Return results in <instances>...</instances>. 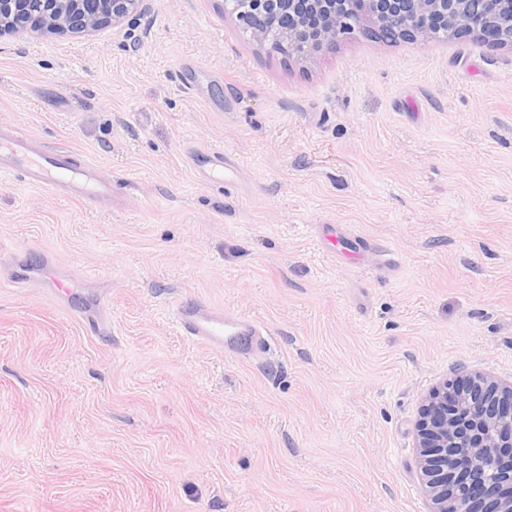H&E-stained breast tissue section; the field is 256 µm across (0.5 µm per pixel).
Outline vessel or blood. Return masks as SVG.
Returning a JSON list of instances; mask_svg holds the SVG:
<instances>
[{
    "instance_id": "1",
    "label": "vessel or blood",
    "mask_w": 512,
    "mask_h": 512,
    "mask_svg": "<svg viewBox=\"0 0 512 512\" xmlns=\"http://www.w3.org/2000/svg\"><path fill=\"white\" fill-rule=\"evenodd\" d=\"M0 173L51 190L66 187L73 195L92 202L112 195L111 183L101 177L95 163L77 165L68 151L38 149L20 128L0 137ZM34 273L44 277L57 296L71 298L77 293L76 286L60 276L50 263L34 269L20 266L13 279L22 283ZM175 318L180 329L193 340L233 355L251 354L266 341V330L258 321L225 314L222 308L201 300L180 303Z\"/></svg>"
}]
</instances>
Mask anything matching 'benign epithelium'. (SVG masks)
<instances>
[{"mask_svg": "<svg viewBox=\"0 0 512 512\" xmlns=\"http://www.w3.org/2000/svg\"><path fill=\"white\" fill-rule=\"evenodd\" d=\"M224 0L257 46L298 62L356 31L396 42L473 38L512 51V0ZM144 0H0V37L118 27ZM418 466L433 512H512V382L454 372L424 398Z\"/></svg>", "mask_w": 512, "mask_h": 512, "instance_id": "obj_1", "label": "benign epithelium"}]
</instances>
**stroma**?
<instances>
[{
    "label": "stroma",
    "mask_w": 512,
    "mask_h": 512,
    "mask_svg": "<svg viewBox=\"0 0 512 512\" xmlns=\"http://www.w3.org/2000/svg\"><path fill=\"white\" fill-rule=\"evenodd\" d=\"M17 127L112 184L0 176V242L109 330L0 260V512H431L424 396L512 380V53L356 33L301 66L224 0H147L130 35L0 38ZM190 299L254 316L264 348L183 335ZM20 252L13 254V267L18 268L15 274L12 275L15 283L25 282L31 275L38 274L46 279L50 288H55V293L59 297H66L69 301L70 298L77 295V287L71 283L70 280L63 278L58 273L56 267L47 262L46 264L37 268H28L22 263Z\"/></svg>",
    "instance_id": "35a3bbf8"
}]
</instances>
